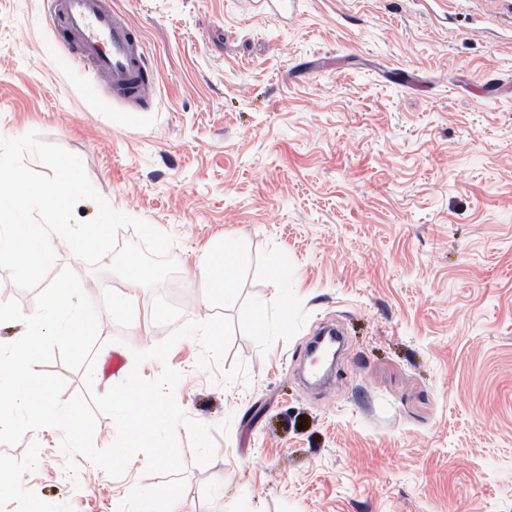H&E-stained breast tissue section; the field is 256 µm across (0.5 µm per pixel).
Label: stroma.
I'll use <instances>...</instances> for the list:
<instances>
[{"mask_svg":"<svg viewBox=\"0 0 512 512\" xmlns=\"http://www.w3.org/2000/svg\"><path fill=\"white\" fill-rule=\"evenodd\" d=\"M108 0L140 31L145 108L74 73L43 0H0V137L38 132L78 155L101 199L171 235L184 319L226 314L220 362L197 338L164 367L210 429L197 465L177 437L182 512H512V0ZM100 199V200H101ZM92 283L97 348L166 339L117 312L128 281L53 239ZM232 252L234 288L190 273ZM277 323L279 333L263 328ZM345 338L307 383L312 336ZM61 433L0 446L17 494L0 512H118L162 483L135 454L113 477L66 469Z\"/></svg>","mask_w":512,"mask_h":512,"instance_id":"35a3bbf8","label":"stroma"}]
</instances>
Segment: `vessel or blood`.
I'll list each match as a JSON object with an SVG mask.
<instances>
[{
  "mask_svg": "<svg viewBox=\"0 0 512 512\" xmlns=\"http://www.w3.org/2000/svg\"><path fill=\"white\" fill-rule=\"evenodd\" d=\"M46 19L71 36L68 59L75 72L90 69L108 82L114 94L131 104L148 101L154 74L142 37L103 0H45Z\"/></svg>",
  "mask_w": 512,
  "mask_h": 512,
  "instance_id": "b4317fda",
  "label": "vessel or blood"
}]
</instances>
